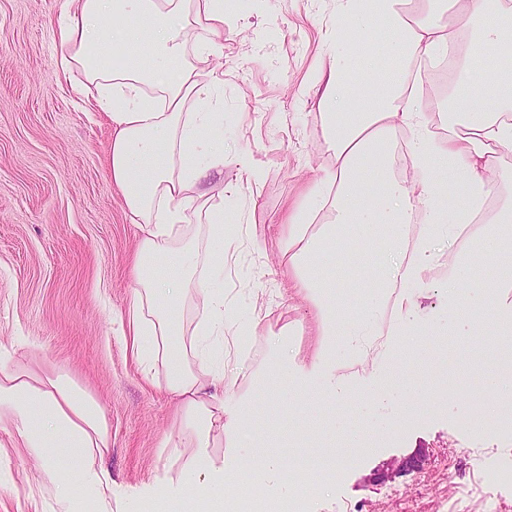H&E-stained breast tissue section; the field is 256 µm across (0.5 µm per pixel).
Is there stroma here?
I'll list each match as a JSON object with an SVG mask.
<instances>
[{"mask_svg": "<svg viewBox=\"0 0 512 512\" xmlns=\"http://www.w3.org/2000/svg\"><path fill=\"white\" fill-rule=\"evenodd\" d=\"M61 6L0 0V368L22 360L64 371L99 398L112 435L105 466L138 492L112 512H193L184 491H156L179 468L159 448L175 405L164 370L146 379L126 350L120 314L137 237L108 172L112 122L95 105L97 90L54 63ZM333 11V0H235L223 55L197 64L201 83L224 77V176L212 180L210 203L241 228L224 257V294L275 331L310 317L288 286L274 226L332 165L320 77ZM425 350L424 361L402 365L401 382L434 389L453 376L464 401L370 436L329 492L306 488L290 512H512V485L488 496L481 483L491 469L512 468V413L470 422L483 364L466 337L432 338ZM7 454L12 481L0 487V512H54L39 461L20 448Z\"/></svg>", "mask_w": 512, "mask_h": 512, "instance_id": "35a3bbf8", "label": "stroma"}]
</instances>
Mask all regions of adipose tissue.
<instances>
[{"mask_svg":"<svg viewBox=\"0 0 512 512\" xmlns=\"http://www.w3.org/2000/svg\"><path fill=\"white\" fill-rule=\"evenodd\" d=\"M444 0H334L336 19L322 30L326 64L321 106L323 146L334 159L320 190L305 194L282 225L288 238V279L310 306L319 343L301 355L303 325L267 331L265 357L253 362L251 338L260 319L237 320L223 291V214L210 211L207 185L224 174L223 115L190 112L188 102L208 89L195 62L224 51V0H63L56 66L82 70L100 83L96 99L113 125L108 168L139 231L133 286L122 319L133 358L143 374L166 373L175 404L160 441L180 466L185 492L222 512L262 489L268 503L292 497L295 479L279 452V418L250 433L247 415L254 387L276 375L311 413L309 431L329 430L343 447L366 449L368 434L388 428L399 413L431 410L456 400L454 386L435 394L410 391L393 378L400 363L421 360L427 337L467 334L502 337L498 364L483 375L487 398L470 414L490 420L512 400V195L499 197L491 174L498 149L512 145V0H464L447 18ZM378 27L390 65L378 67L362 33ZM473 28L468 54L495 64L480 97L453 93L436 112L420 109L413 69L424 56L457 47L460 30ZM442 119L444 135L428 131ZM401 127L416 131L410 151L421 175L405 185L391 171L392 142ZM432 215L415 226V215ZM455 245L445 286L451 314L424 322L411 289L426 287L442 261L437 240ZM344 257L329 275L328 259ZM171 275L159 277L157 267ZM362 293L350 315L337 299L346 276ZM200 309L193 331L184 311ZM376 359L377 386L355 384L348 368ZM251 386L240 389L242 379ZM343 405L342 416L332 409ZM0 433L18 437L40 460L61 512H77L75 484L95 490L100 503L113 494L104 466L110 427L97 398L63 371L19 363L0 369ZM224 451L215 460L212 451ZM78 482H71V475Z\"/></svg>","mask_w":512,"mask_h":512,"instance_id":"obj_1","label":"adipose tissue"}]
</instances>
